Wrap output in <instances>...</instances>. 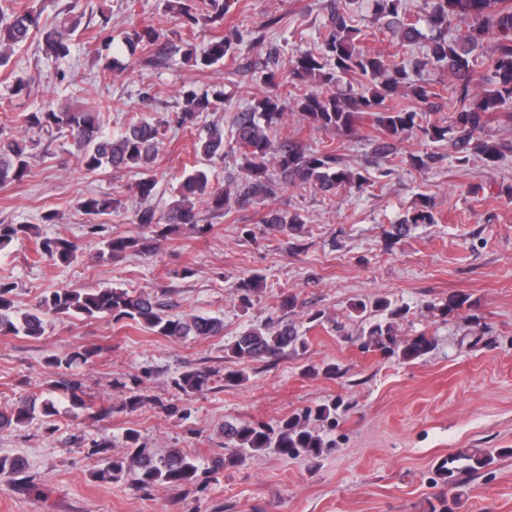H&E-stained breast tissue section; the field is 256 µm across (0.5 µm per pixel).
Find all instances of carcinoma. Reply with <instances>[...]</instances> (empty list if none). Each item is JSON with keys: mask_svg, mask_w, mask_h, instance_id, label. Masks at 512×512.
Returning a JSON list of instances; mask_svg holds the SVG:
<instances>
[{"mask_svg": "<svg viewBox=\"0 0 512 512\" xmlns=\"http://www.w3.org/2000/svg\"><path fill=\"white\" fill-rule=\"evenodd\" d=\"M14 0H0V67L9 65L15 49L38 38L42 52L48 58L63 61L70 56L71 42L80 21L66 10L65 17L50 26L40 25V13L18 9ZM375 19L384 21L386 28L401 42L412 45L423 33L417 24L405 17L401 0H372ZM206 11L194 10L187 0H168V8L179 16L183 25L194 28L209 21L224 20L231 4L228 0H204ZM454 20L466 23V31L448 37V25ZM425 21L430 30L428 50L417 61L412 71L388 64L376 53L357 46L362 30L355 24L346 8L331 13L329 33L318 51H301L287 62V70L278 67L268 70L265 83L268 90L254 100L246 112L237 114L231 123L229 148L239 151L244 159L241 169L245 186L236 197L224 189L209 186L208 175L197 170L183 176L176 189V199L169 209L157 212L145 204L155 188L151 180L143 179L130 186L133 195L144 205L134 212L132 223L139 228L133 236L105 238L100 242L98 258L119 261L128 253L150 254L179 224H189L200 235L209 231V225L199 223L195 203L205 200L211 211L224 213L230 202L245 206L256 200H265L276 194L280 184L311 187L333 193L341 186L363 188L369 179L347 166L334 149L316 150L299 142L275 145L270 132L278 125L287 110L279 88L286 80L299 85H310L309 91L294 99V111L300 113L311 126L334 129L346 136L357 131L364 115L372 116L382 135L380 148L387 150L391 142L403 139L419 127V113L399 107L397 99L412 97L420 105L430 106L435 96L432 84L424 78L430 69L445 68L454 80V92L460 107L448 117V124H433L423 128L424 135L433 142L452 143L461 164L474 158L487 163L496 162L506 146L483 136L485 115L502 112L512 119V0H427ZM487 36L495 40L491 55L482 52ZM145 42L158 48L157 56L166 54L168 44L164 35L152 27L133 30L123 37V43L135 50ZM235 51L234 39L226 36L210 42L205 50L197 52L188 44L184 56L189 60L211 66ZM489 74L487 88L476 95L475 81L478 69ZM358 76L364 89L355 92L344 86L348 77ZM223 92L217 89L198 91L189 87L182 92V111L177 113L179 124L194 123L204 112L222 102ZM23 122L39 131L66 130L71 137L72 154L88 173L103 169L113 171L147 169L154 162L162 143L160 125L147 118L131 120L118 133L105 131L100 113L69 106L29 112ZM198 149L208 159L224 158V128L208 127L199 137ZM34 139L25 140L4 134L0 129V189L19 184L31 172ZM118 201L109 196H89L81 208L88 215L103 216L117 209ZM436 217L429 200L407 212L390 233L397 240L416 224H433ZM265 229L288 238L300 232L305 220L301 214L270 210L261 219ZM31 226L0 222V249L21 235H28ZM36 253L61 264H71L78 257V246L64 238H42L36 242ZM262 288L260 279L251 276L238 285L242 305L251 303ZM13 285L0 282V335L38 338L44 335L50 317L70 316L109 318L117 323L134 322L140 329L158 336L187 338L215 336L224 330V321L203 315L179 318L169 314L166 305L149 293L123 288H62L42 299L31 310L15 311ZM375 308L387 313L383 320L368 321L360 347L369 352L396 356L404 362H413L428 354L433 347L431 337L424 334L405 342L397 339L394 320L403 316L400 307L378 300ZM473 308L465 295L448 297V302L430 308L448 315L463 308ZM309 340L292 323L279 320L262 328H250L240 334L227 348V357L238 364L255 361L273 362L287 352L298 354L307 349ZM95 351L85 349L54 354L49 364L68 370L78 363H86ZM213 373L209 369L189 367L174 380V385L185 394L201 393L208 389ZM70 393L73 406L90 409L93 404L78 394L81 386L70 379H61L51 385L42 400L43 412L55 410L53 394L57 390ZM34 412L28 401L0 411V428L27 423ZM336 414V407L319 406L293 414L272 427L265 423L241 422L224 428L234 443L236 462L252 457L273 446L288 459L304 458L316 463L326 451L319 434L309 429L311 419L325 421ZM127 446L133 449L130 458L114 457L100 473V478L118 481L130 475L141 488L156 484L182 485L194 480L198 465L180 453L155 459L140 443V435L130 429L126 433ZM512 454V448H467L448 454L436 466L434 484L446 491L424 502V512H455L465 495L469 479L485 473L501 455Z\"/></svg>", "mask_w": 512, "mask_h": 512, "instance_id": "cac0c4a2", "label": "carcinoma"}]
</instances>
